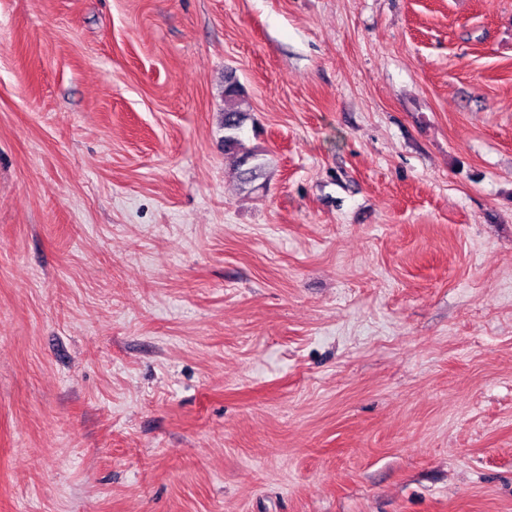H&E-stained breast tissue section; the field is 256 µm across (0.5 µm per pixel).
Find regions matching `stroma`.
<instances>
[{
    "instance_id": "35a3bbf8",
    "label": "stroma",
    "mask_w": 512,
    "mask_h": 512,
    "mask_svg": "<svg viewBox=\"0 0 512 512\" xmlns=\"http://www.w3.org/2000/svg\"><path fill=\"white\" fill-rule=\"evenodd\" d=\"M0 512H512V0H0ZM242 86L230 75L224 85V151L225 153L239 155V165H248L240 170V176L245 182L254 180L264 167L261 154L256 150L247 148L242 138L243 128L247 120V112L239 106Z\"/></svg>"
}]
</instances>
